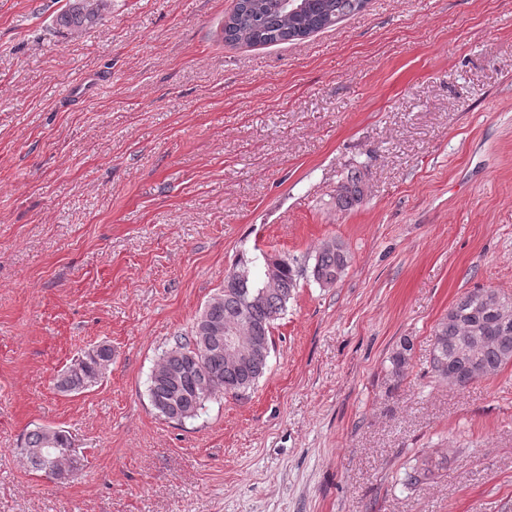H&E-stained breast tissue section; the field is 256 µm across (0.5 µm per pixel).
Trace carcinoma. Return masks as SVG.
<instances>
[{
  "mask_svg": "<svg viewBox=\"0 0 512 512\" xmlns=\"http://www.w3.org/2000/svg\"><path fill=\"white\" fill-rule=\"evenodd\" d=\"M366 0H300L301 7L291 12L282 0H237L224 21V39L247 46L276 45L303 40L330 28L345 18L360 12ZM111 0H68L56 16V25L76 33L102 19ZM364 174L351 170L340 186L336 204L349 210L363 199ZM259 256H241L232 272L243 274L240 284L224 277V288L211 298L199 313L190 334L178 336L157 363L161 374H150L148 397L153 409L166 419L184 422L198 416L205 403L216 393L238 396L253 388L268 368V362L243 365L224 358V351L205 339V325L232 326L239 338L258 347L273 348L272 329L287 310L288 302L298 287L304 268L294 259L280 257V273L274 286L266 287L265 265ZM350 253L338 241L325 243L314 257L310 277L319 285L333 286L345 273ZM482 290L476 288L460 296L434 329L430 357L432 373L448 379L453 370L469 385L473 369L478 378H488L508 365L512 356V323L503 324L497 307L512 306V296L501 294L491 305L476 298ZM471 336H485L480 350L469 348ZM413 344L405 338L393 353L391 372L397 379L405 376ZM112 364V348L100 344L76 359L59 379L58 387L69 393L81 392L97 383ZM71 441L66 431L39 428L27 435L23 453L28 467L45 471L57 459L58 467L70 478L83 469L81 457L66 454ZM426 465H414L404 473L405 484L416 488L428 479Z\"/></svg>",
  "mask_w": 512,
  "mask_h": 512,
  "instance_id": "carcinoma-1",
  "label": "carcinoma"
}]
</instances>
